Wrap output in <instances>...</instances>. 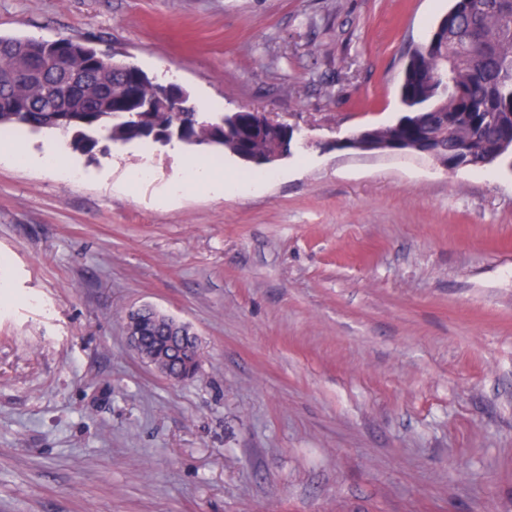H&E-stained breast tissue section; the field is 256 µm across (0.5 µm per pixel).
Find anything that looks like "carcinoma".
I'll use <instances>...</instances> for the list:
<instances>
[{
  "label": "carcinoma",
  "mask_w": 512,
  "mask_h": 512,
  "mask_svg": "<svg viewBox=\"0 0 512 512\" xmlns=\"http://www.w3.org/2000/svg\"><path fill=\"white\" fill-rule=\"evenodd\" d=\"M86 51V43L63 38L51 50L28 39L0 37V127L71 135L73 150L94 155L103 141L151 140L184 116L185 133L177 142L220 149L235 157L243 151L268 155L277 143L253 133L261 113L197 112L179 114L156 108L134 127L115 111L126 95L124 77L89 69L87 81L48 98L46 83L66 75L65 56ZM407 122L373 129L379 142L433 137L448 155L503 156L512 149V0H452L427 39L408 54L399 85ZM172 332L158 316H143V336L152 348ZM199 366L196 338L177 345L174 367L194 372Z\"/></svg>",
  "instance_id": "carcinoma-1"
}]
</instances>
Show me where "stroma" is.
Segmentation results:
<instances>
[{
	"label": "stroma",
	"instance_id": "35a3bbf8",
	"mask_svg": "<svg viewBox=\"0 0 512 512\" xmlns=\"http://www.w3.org/2000/svg\"><path fill=\"white\" fill-rule=\"evenodd\" d=\"M448 6L0 0V36L83 39L297 139L160 204L169 147L21 132L79 177L0 161V512H512V167L332 146L400 117ZM144 305L196 333L192 379L130 348Z\"/></svg>",
	"mask_w": 512,
	"mask_h": 512
}]
</instances>
